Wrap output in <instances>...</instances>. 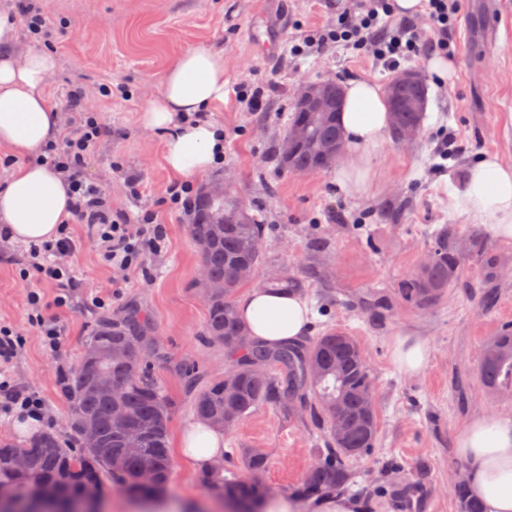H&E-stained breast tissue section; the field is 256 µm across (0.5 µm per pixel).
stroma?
Masks as SVG:
<instances>
[{
	"label": "stroma",
	"mask_w": 512,
	"mask_h": 512,
	"mask_svg": "<svg viewBox=\"0 0 512 512\" xmlns=\"http://www.w3.org/2000/svg\"><path fill=\"white\" fill-rule=\"evenodd\" d=\"M47 5L63 31L47 86L56 112H63L75 78L90 92L107 78L127 91L123 98H100L98 118L115 135L87 164L88 174L111 188L112 208L118 212H137L124 192L126 176L142 179L147 202L172 181L163 161L165 132L145 130L140 123L168 60L199 44L223 50L224 102L210 108L208 118L224 126V162L195 183L223 184L262 206L269 226L267 264L256 279H264L272 267L318 270V277L306 284V295L317 308L310 335L336 328L354 336L363 349L375 380L378 437L368 455L352 461L347 496L360 502L362 512H458L455 488L465 465L454 452L456 432L484 412L512 416V392L486 393L477 377L488 338L512 323V244L481 225L458 223L448 209L449 191L477 158L493 153L512 165V42L490 39V0H462L450 36L455 74L441 86L427 81L423 138L408 147L388 138L374 148L376 178L359 199L337 190L334 169L287 174L272 157L293 112L297 74L311 82H390L391 73L373 58L344 45L303 56L291 52L297 36L326 27L338 12L358 7V0H48ZM266 80L272 87L263 111L246 110L237 99L239 86ZM442 135L452 153L445 161L436 155ZM388 205L398 208V220H371V212ZM359 217L369 220L360 234L350 228ZM161 220L167 231L163 247L147 254L143 268L118 290L98 243L77 228L76 249L68 258L74 298L57 312L66 344L56 355L44 350L28 323L30 286L17 273L27 260V246L0 242V323L26 338L11 370L20 387L45 402L39 431L69 435L70 407L60 378L82 355L95 321L118 314L130 302L152 315L168 356L160 378L176 403L171 434L195 418L193 395L177 372L180 364L198 360L206 365L208 378L223 377L229 366L223 346L199 340L204 304L195 288L198 257L187 231L189 217L167 212ZM453 223L460 233L482 236L505 261L490 310L455 287L432 309L409 306L395 294L397 284L423 259L430 233ZM319 235L328 246L315 252L311 243ZM111 289L116 295L109 309L92 306L93 296ZM378 297L389 299L390 309L375 320L368 304ZM324 303L329 309L323 314L319 307ZM408 334L427 337L430 346L427 365L413 376L400 373L392 361L395 337ZM323 445L320 431L262 406L225 431L224 465L243 473L244 451L263 449L269 500L285 502ZM173 459L163 501L190 500L196 512H222L223 503L199 484L197 469L181 452H174Z\"/></svg>",
	"instance_id": "35a3bbf8"
}]
</instances>
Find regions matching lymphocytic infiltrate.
<instances>
[{
    "mask_svg": "<svg viewBox=\"0 0 512 512\" xmlns=\"http://www.w3.org/2000/svg\"><path fill=\"white\" fill-rule=\"evenodd\" d=\"M12 18L32 42L46 49L57 48L60 30L42 0H14ZM426 28H419L412 18L398 14L394 0H363L360 7L338 14L328 29L306 32L293 44L294 55L342 44L371 56L384 69H398L402 61L426 54H450V34L461 11L460 0H423ZM70 114L58 138L41 151L39 162L51 165L68 183L73 196L71 215L58 230L56 239L30 244L28 261L18 269L21 280H36L54 287L53 297L41 295L38 286L27 297L28 321L41 338L45 349L59 353L64 344L63 332L52 311L71 301L74 280L68 264L60 255L76 245L75 225L91 230L100 243V254L113 272L125 274L136 269L144 254L160 250L165 229L161 214L169 211L189 212L197 194L189 181H174L165 191L142 204L141 179L125 182L126 194L139 202L136 217L112 209L110 192L93 180L86 171L91 153L110 140L112 129L97 116L98 103L85 90H76L66 100ZM24 336L10 326L0 325V412L19 410L39 417L45 416L44 401L35 393L19 389L10 372V365Z\"/></svg>",
    "mask_w": 512,
    "mask_h": 512,
    "instance_id": "f902f5d3",
    "label": "lymphocytic infiltrate"
}]
</instances>
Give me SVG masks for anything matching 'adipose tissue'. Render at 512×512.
Listing matches in <instances>:
<instances>
[{"mask_svg":"<svg viewBox=\"0 0 512 512\" xmlns=\"http://www.w3.org/2000/svg\"><path fill=\"white\" fill-rule=\"evenodd\" d=\"M17 28L0 16V155L16 159L0 189V229L15 242L41 243L56 238L70 216L72 196L52 168L31 162V155L55 139L58 116L48 101L46 84L56 62L52 55L17 46ZM224 53L201 44L172 57L161 77L160 90L145 109V128L166 131L163 160L172 177L196 178L224 156V128L192 115L224 101ZM344 150L336 184L346 196L367 193L374 175L371 150L382 143L391 126L387 98L368 79L345 85L338 116ZM449 209L468 224H481L498 239L512 242V165L487 155L471 167L461 188L450 191ZM253 342L275 348L301 341L312 309L299 293H274L253 288L237 302ZM392 359L398 370L417 374L428 362L429 341L399 336ZM180 452L198 469L224 455V433L195 420L180 433ZM457 456L466 464L469 493L484 512H512V417L479 416L455 435Z\"/></svg>","mask_w":512,"mask_h":512,"instance_id":"obj_1","label":"adipose tissue"}]
</instances>
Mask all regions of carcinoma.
<instances>
[{
  "label": "carcinoma",
  "mask_w": 512,
  "mask_h": 512,
  "mask_svg": "<svg viewBox=\"0 0 512 512\" xmlns=\"http://www.w3.org/2000/svg\"><path fill=\"white\" fill-rule=\"evenodd\" d=\"M422 112H397L392 138L406 127L423 131ZM298 131L302 145L287 159L281 149L274 158L281 169L295 174L322 171L336 163L337 155L323 148L341 137L334 112L295 110L283 137ZM188 232L198 248V265L207 279L196 287L209 292L205 307L203 341L218 344L236 356L237 377L206 381L195 363L179 367V375L193 389L196 417L224 427V414L231 410L235 422L259 406H271L291 419H308L323 431L326 448L303 483L293 489L301 498L323 496L343 490L351 480V460L375 447L378 435L376 408L368 405L374 394L373 379L362 347L349 334L329 329L305 343L266 349L251 343L240 322L236 294L248 282L238 269H257L265 262L259 249L268 225L249 212L243 198L232 192L221 195L202 191L192 205ZM466 250H460V242ZM428 254L430 261L418 265L397 285L402 301L430 308L442 301L448 288L460 285L482 288V302L493 298L488 287L502 271L501 260L485 241L462 236L453 224L435 230ZM482 269L480 284L463 280L467 262ZM260 286L273 291H305L301 273L283 268L278 276L266 277ZM129 342L137 348L125 358L109 359L113 347ZM85 347L99 350L94 360L82 354L77 364L61 378V388L71 406V434L63 439L52 431L26 443L0 438V512H69V506L93 500L104 478L140 498H154L164 488L173 470L170 452V421L173 406L158 381L165 362L160 339L148 317L135 305L117 318L102 317L87 336ZM480 385L489 393L512 391V324L501 326L487 341L478 364ZM345 415V430L336 436V407ZM123 414L124 428L113 424ZM25 455L28 469L15 470L17 456ZM244 477L224 476V463L201 471L198 481L222 499L262 507L270 495L264 481L266 454L249 449L244 453ZM459 512H482L481 504L463 485L456 489Z\"/></svg>",
  "instance_id": "cac0c4a2"
}]
</instances>
